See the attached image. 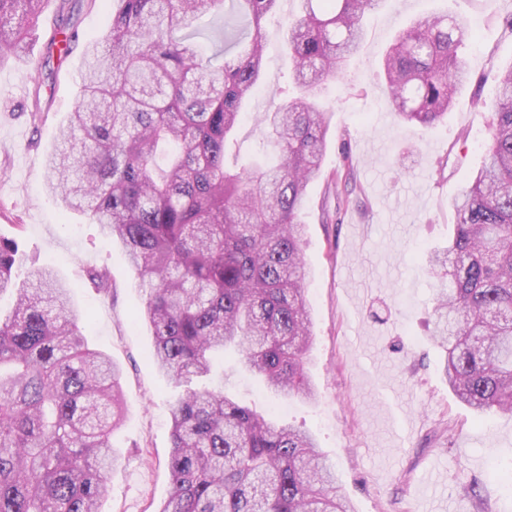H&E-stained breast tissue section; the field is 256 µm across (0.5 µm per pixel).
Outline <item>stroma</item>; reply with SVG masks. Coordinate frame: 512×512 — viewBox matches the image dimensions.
<instances>
[{"instance_id": "1", "label": "stroma", "mask_w": 512, "mask_h": 512, "mask_svg": "<svg viewBox=\"0 0 512 512\" xmlns=\"http://www.w3.org/2000/svg\"><path fill=\"white\" fill-rule=\"evenodd\" d=\"M58 7L48 0L27 60L0 65V236L18 239L30 262L55 267L87 318L90 345L122 368L126 416L112 438L121 458L102 512H158L170 491L181 389L153 361L151 331L136 320L145 296L122 248L45 190L46 157L76 104L84 48L110 28L112 10L109 0L76 7L74 48L50 59ZM298 8L285 0V18ZM434 13L463 18L475 37L460 50L468 81L447 116L424 128L395 116L379 60L400 30ZM285 18L267 26L264 80L235 133L241 164L262 155L263 113L297 93ZM364 28L359 52L322 89L329 145L299 213L317 397L274 395L233 361L222 367L224 391L311 433L354 512H512V416H475L449 389L429 339L440 280L428 266L429 253L448 243L452 199L483 164L497 75L512 66V0H388ZM92 268L107 271L109 291L87 282Z\"/></svg>"}]
</instances>
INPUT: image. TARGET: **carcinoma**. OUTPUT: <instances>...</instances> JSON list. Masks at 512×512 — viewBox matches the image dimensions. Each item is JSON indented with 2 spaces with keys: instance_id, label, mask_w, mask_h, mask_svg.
Here are the masks:
<instances>
[{
  "instance_id": "obj_1",
  "label": "carcinoma",
  "mask_w": 512,
  "mask_h": 512,
  "mask_svg": "<svg viewBox=\"0 0 512 512\" xmlns=\"http://www.w3.org/2000/svg\"><path fill=\"white\" fill-rule=\"evenodd\" d=\"M48 0H0V64L27 55ZM282 0H229L222 45L203 59L193 28L224 0H112V26L84 50L79 100L47 157L60 206L121 245L146 296L140 318L172 405L171 489L158 512H352L312 435L224 394L215 358L234 354L266 387L310 399L308 275L298 220L321 173L330 127L318 95L364 39L385 0H299L288 20L299 93L268 112L275 164L230 167L234 132L262 83L266 24ZM458 17L421 19L383 57L394 113L429 127L468 78ZM483 168L455 198L454 233L432 261L433 338L444 375L476 414L512 415V68L497 78ZM0 237V512H101L119 461L122 369L89 346L72 286L50 265L25 269Z\"/></svg>"
}]
</instances>
